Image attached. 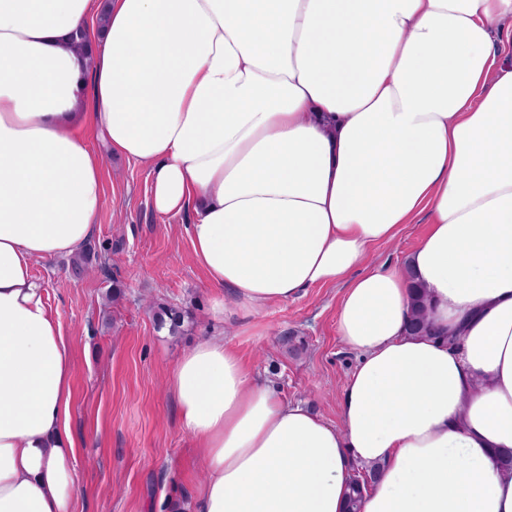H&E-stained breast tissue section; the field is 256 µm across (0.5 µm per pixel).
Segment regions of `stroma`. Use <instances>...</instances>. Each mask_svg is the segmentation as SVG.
Here are the masks:
<instances>
[{"mask_svg": "<svg viewBox=\"0 0 512 512\" xmlns=\"http://www.w3.org/2000/svg\"><path fill=\"white\" fill-rule=\"evenodd\" d=\"M105 202L93 236L91 275L70 257L33 273L60 323L73 363L67 429L76 445L73 512H192L204 466L179 423L169 388L174 364L204 340L223 337L243 366L280 397L340 426V404L358 355L337 334L340 285L308 289L247 319L216 310L187 231L192 212L155 213L149 165L104 158ZM426 222L405 225L372 249L373 264H403ZM185 314L180 335L157 329L159 306Z\"/></svg>", "mask_w": 512, "mask_h": 512, "instance_id": "obj_1", "label": "stroma"}]
</instances>
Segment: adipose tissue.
<instances>
[{
    "label": "adipose tissue",
    "mask_w": 512,
    "mask_h": 512,
    "mask_svg": "<svg viewBox=\"0 0 512 512\" xmlns=\"http://www.w3.org/2000/svg\"><path fill=\"white\" fill-rule=\"evenodd\" d=\"M106 15L92 56L68 35ZM512 0H0V512H72V362L33 263L151 164L225 317L344 282L342 427L214 337L174 365L198 512H512ZM426 218L400 266L368 249ZM440 337L406 332L414 287Z\"/></svg>",
    "instance_id": "adipose-tissue-1"
}]
</instances>
